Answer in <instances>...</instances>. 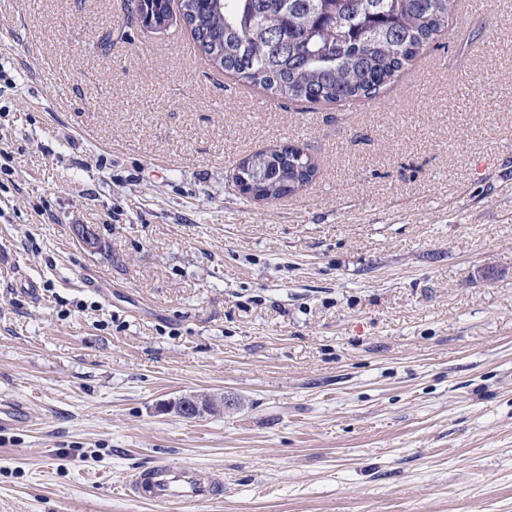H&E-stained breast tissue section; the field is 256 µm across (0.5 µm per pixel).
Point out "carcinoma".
<instances>
[{"label": "carcinoma", "mask_w": 512, "mask_h": 512, "mask_svg": "<svg viewBox=\"0 0 512 512\" xmlns=\"http://www.w3.org/2000/svg\"><path fill=\"white\" fill-rule=\"evenodd\" d=\"M456 0H176L198 49L238 80L276 96L350 105L371 100L411 66L448 26ZM233 180L280 177L271 200L294 194L317 173L314 159L288 146L251 155Z\"/></svg>", "instance_id": "carcinoma-1"}]
</instances>
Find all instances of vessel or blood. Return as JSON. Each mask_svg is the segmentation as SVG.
Masks as SVG:
<instances>
[{
	"instance_id": "b4317fda",
	"label": "vessel or blood",
	"mask_w": 512,
	"mask_h": 512,
	"mask_svg": "<svg viewBox=\"0 0 512 512\" xmlns=\"http://www.w3.org/2000/svg\"><path fill=\"white\" fill-rule=\"evenodd\" d=\"M29 407L17 400L0 399V432L25 425ZM128 497L164 508L165 512H191L192 508L219 500L224 495V477L203 473L192 465H177L165 459L136 469L125 485Z\"/></svg>"
}]
</instances>
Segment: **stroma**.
Instances as JSON below:
<instances>
[{"mask_svg": "<svg viewBox=\"0 0 512 512\" xmlns=\"http://www.w3.org/2000/svg\"><path fill=\"white\" fill-rule=\"evenodd\" d=\"M287 144L313 181L242 195ZM0 149V512H161L115 492L160 457L223 473L193 512H512V0L345 107L126 0H0ZM253 165L245 170L244 162L237 164L234 169L233 180L239 186V171L248 180H255V172H260L266 180H274L280 177L288 180V189L285 187H268L266 194L269 200L283 198L288 192L294 194L306 186L317 173V165L314 159L304 153L303 150L288 146L280 151L263 150L251 155ZM239 399L220 394L188 393L180 396L167 406V411L180 418L194 420L205 415L208 408L224 413L226 409H236ZM31 418L29 407L14 399H0V432H9L25 425Z\"/></svg>", "mask_w": 512, "mask_h": 512, "instance_id": "1", "label": "stroma"}]
</instances>
